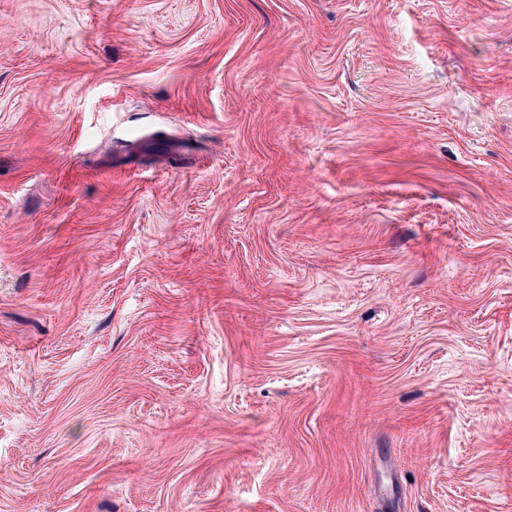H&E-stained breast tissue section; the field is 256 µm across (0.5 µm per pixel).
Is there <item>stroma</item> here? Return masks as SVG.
<instances>
[{"mask_svg":"<svg viewBox=\"0 0 512 512\" xmlns=\"http://www.w3.org/2000/svg\"><path fill=\"white\" fill-rule=\"evenodd\" d=\"M0 512H512V0H0Z\"/></svg>","mask_w":512,"mask_h":512,"instance_id":"1","label":"stroma"}]
</instances>
